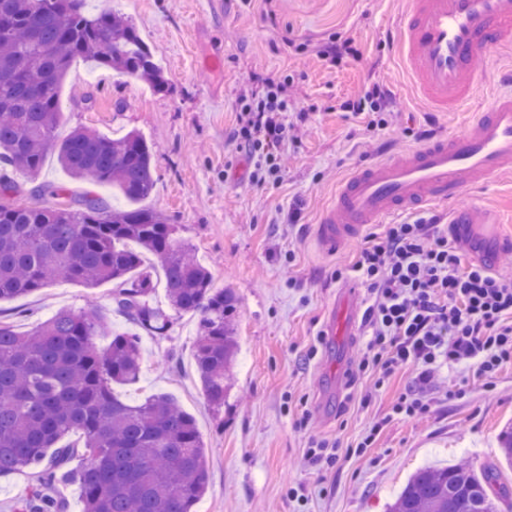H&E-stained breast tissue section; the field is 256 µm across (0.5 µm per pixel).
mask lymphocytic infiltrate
<instances>
[{
    "label": "lymphocytic infiltrate",
    "mask_w": 512,
    "mask_h": 512,
    "mask_svg": "<svg viewBox=\"0 0 512 512\" xmlns=\"http://www.w3.org/2000/svg\"><path fill=\"white\" fill-rule=\"evenodd\" d=\"M282 93V85L271 83L264 95L241 103L247 116L241 136L259 160V183L282 170L273 148L292 128ZM336 277L368 290L359 371H372L379 387L400 369L417 372L418 392L399 397L392 416L422 418L442 370L473 374L489 389L512 361V275L466 262L457 239L425 216L370 234Z\"/></svg>",
    "instance_id": "f902f5d3"
}]
</instances>
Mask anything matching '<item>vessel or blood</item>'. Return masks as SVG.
<instances>
[{
  "instance_id": "obj_1",
  "label": "vessel or blood",
  "mask_w": 512,
  "mask_h": 512,
  "mask_svg": "<svg viewBox=\"0 0 512 512\" xmlns=\"http://www.w3.org/2000/svg\"><path fill=\"white\" fill-rule=\"evenodd\" d=\"M397 29V59L415 95L435 112L464 110L489 54L512 58V0H413ZM499 78L503 91L464 132L433 135L403 159L356 168L321 215V246L358 236L369 224L447 207L512 174V65Z\"/></svg>"
}]
</instances>
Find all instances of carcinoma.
I'll return each instance as SVG.
<instances>
[{"mask_svg":"<svg viewBox=\"0 0 512 512\" xmlns=\"http://www.w3.org/2000/svg\"><path fill=\"white\" fill-rule=\"evenodd\" d=\"M84 0H0V302L59 280L112 282L129 328L112 332L94 310H63L26 334L0 320V476L39 470L13 512H67L75 483L84 512H194L207 482L206 448L194 417L166 394L130 403L115 387L139 381L141 336H162L197 316L192 356L204 396L224 406L238 359L240 298L214 286L206 264L175 238L176 225L137 206L154 191L152 147L137 132L111 139L93 128L55 137L59 90L77 57L162 91L164 71L132 23L88 14ZM74 180L110 184L132 204L107 208L65 186L38 181L48 151ZM32 184L41 205L17 201ZM153 258L168 308L151 301ZM82 461L75 469L72 462ZM496 474L469 465H427L388 512H499Z\"/></svg>","mask_w":512,"mask_h":512,"instance_id":"1","label":"carcinoma"}]
</instances>
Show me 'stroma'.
I'll return each mask as SVG.
<instances>
[{
  "label": "stroma",
  "instance_id": "stroma-1",
  "mask_svg": "<svg viewBox=\"0 0 512 512\" xmlns=\"http://www.w3.org/2000/svg\"><path fill=\"white\" fill-rule=\"evenodd\" d=\"M411 0H85L87 11L114 10L131 20L164 69L163 91L90 61H77L59 91L58 137L80 126L108 137L137 131L153 147L155 189L148 208L178 226L216 285L240 298L241 353L220 411L208 407L192 361L197 320L177 318L169 335L143 337V374L121 387L138 402L155 393L177 398L208 450V488L197 512H386L410 475L430 461L489 467L503 488L500 512H512V467L498 460L497 436L512 426V362L494 391L449 376L425 417H390L415 387L406 369L382 387L359 373L365 288L336 278L364 239L322 250L321 212L356 167L417 146L415 130L464 127L439 121L413 95L395 55V21ZM357 56L334 60L322 48L339 37ZM289 81L290 122L278 177L258 184L256 160L239 136L242 100L268 80ZM388 89L384 126L368 129L349 99L373 84ZM479 206L499 222V240L464 235L449 213ZM439 223L458 237L467 261L512 269V177L465 196ZM113 284L94 289L61 282L0 303V319L25 332L61 309L94 307L125 329L112 308ZM385 425L374 444L350 453L371 422ZM346 449L340 461L310 463L317 442Z\"/></svg>",
  "mask_w": 512,
  "mask_h": 512
}]
</instances>
